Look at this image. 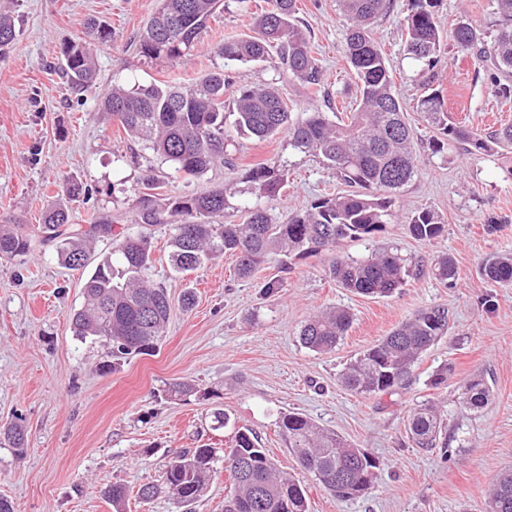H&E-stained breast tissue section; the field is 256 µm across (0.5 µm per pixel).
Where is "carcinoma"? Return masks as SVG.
Returning a JSON list of instances; mask_svg holds the SVG:
<instances>
[{"label": "carcinoma", "instance_id": "obj_1", "mask_svg": "<svg viewBox=\"0 0 512 512\" xmlns=\"http://www.w3.org/2000/svg\"><path fill=\"white\" fill-rule=\"evenodd\" d=\"M391 0H339L348 20L344 51L356 80L359 97L347 112H324L317 108L294 118L278 90L271 85L232 87L224 71L209 73L184 89L166 83L139 85L132 90L114 86L102 98L103 111L121 125L127 140L143 146L191 178H198L227 155L225 126L232 121L238 130L261 141L286 133L293 148L319 155L345 183L356 190L323 196L306 207L288 213L279 222L266 206H245L241 224H226L224 212L231 208V193L224 188L204 194L185 195L158 202L160 189L151 172L143 176L145 192L139 197L132 224L112 234V217L100 212L93 223H71L63 203L45 211L39 233L55 243L59 262L69 269L88 265L96 242L113 239L115 250L104 256L86 276L83 301L70 317L73 335L91 338L109 350L102 362L104 372L130 355L156 348L171 311L168 289L149 278L153 267L150 228L169 230L168 264L177 276L198 271L226 254L236 258L235 274L249 279L266 262L297 252L331 255L329 276L339 287L372 298L392 295L408 279L431 276L452 284L457 268L446 254L436 256L430 267L421 268L403 258L398 250L380 246L366 257L339 256L336 246L344 239L372 240L394 217V207L416 173L415 152L387 59L374 37V24L386 15ZM269 7L253 17L252 33L226 40L210 48L226 61L268 62L288 72L304 89L325 93L324 74L313 55L307 31L297 19V0H267ZM438 0H412L404 22V52L407 58L432 70L445 47L453 42L457 53L490 71L494 93L512 96V0H497L494 16L483 28L461 19L450 33L436 20ZM223 8V0H158L155 12L141 28L136 51L147 61L165 58L177 63L195 49L208 22ZM91 40L68 43L61 49L65 73L80 91L95 78L91 43L112 40V30L96 21L87 23ZM11 19L0 15V55L14 41ZM417 110L438 131L432 140L435 151L458 143L472 156L512 152V124L485 135L459 125L448 117L441 92L426 84ZM244 178L257 198L276 200L289 181L286 165L269 158L250 167ZM413 238L431 242L443 235L445 225L435 211L423 208L407 221ZM31 235L21 224L0 225V262L25 256ZM482 275L493 285H512V253L498 254L482 265ZM352 314L327 308L309 317L300 327L301 345L315 353H328L347 335ZM448 329V311L433 307L417 312L375 345L361 352L345 368L342 385L357 395L389 393L402 386L413 367ZM172 399L198 393L188 381L170 384ZM466 403L483 407L490 390L480 380L463 384ZM408 434L421 449L437 447L443 420L434 406H418L408 419ZM288 447L302 469L332 496L349 500L363 496L376 479L379 463L362 448L344 441L298 413L279 420ZM24 455L26 433L22 425L0 428V447ZM216 461L207 445L174 451L162 486L146 484L137 495L150 501L163 493L189 506L205 492ZM224 468L233 479V491L224 500V512H307L302 483L279 471L262 448L261 439L248 428L237 430ZM114 512H123L125 488L112 484L102 488ZM493 512H512V472L499 475L491 489Z\"/></svg>", "mask_w": 512, "mask_h": 512}]
</instances>
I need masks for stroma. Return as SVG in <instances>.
Returning a JSON list of instances; mask_svg holds the SVG:
<instances>
[{
  "instance_id": "stroma-1",
  "label": "stroma",
  "mask_w": 512,
  "mask_h": 512,
  "mask_svg": "<svg viewBox=\"0 0 512 512\" xmlns=\"http://www.w3.org/2000/svg\"><path fill=\"white\" fill-rule=\"evenodd\" d=\"M264 5L224 0L190 59L174 64L147 62L136 53V34L157 0H0V13L11 15L16 28L0 58V225L22 224L35 234L42 214L65 202L73 223H92L101 211L122 229L148 169L170 198L232 189L234 206L224 220L239 223L242 206L256 202L245 169L273 156L287 162L290 175L272 204L278 217L319 196L347 192L332 170L295 150L286 136L260 141L235 131L228 148L232 165L188 180L128 141L101 110L112 85L190 87L219 69L237 85L275 86L296 115L329 100L352 104L356 86L343 50L346 19L338 0H298V19L310 34L329 97L309 95L268 63L227 62L209 53V46L246 33ZM494 7L495 0H439L436 17L445 30L460 19L479 25ZM409 9L410 0H393L374 32L412 129L418 172L396 204L398 219L378 242L345 240L338 250L360 257L380 242L426 265L445 253L456 264L457 280L447 286L425 276L375 299L338 287L324 254L271 261L248 281L235 277V262L227 256L183 280L170 274L167 228L155 226L151 275L170 292L169 322L153 353L128 357L104 373L98 369L103 347L79 340L70 328V315L82 302V273L58 262L54 244L34 241L24 259L0 263V426L20 421L27 430L24 458L0 447V498L11 501L15 512H113L101 494L108 484L125 487L124 512H224L231 479L222 458L233 431L209 430L215 408L256 432L277 466L306 485L309 512H489L493 482L512 470V287H491L480 267L492 255L512 252V154L475 159L458 145L432 152L434 131L416 110L420 66L403 52ZM92 18L111 26L112 41L95 45L96 79L77 92L62 72L61 48L83 38ZM434 73L457 123L478 131L512 123V98L496 97L487 72L470 58L446 50ZM73 180L87 194L72 201L66 188ZM421 208L438 213L446 226L442 237L426 242L410 236L403 218ZM280 275L285 288L263 294L261 282ZM187 287L196 303L186 312L179 298ZM433 306L447 309L448 332L422 355L406 386L372 397L341 386L339 376L351 359ZM328 307L350 310L354 321L335 351L317 354L300 344L297 332ZM443 369L447 380L432 386ZM472 378L490 389L478 410L462 395ZM179 380L195 383L200 395L167 397V384ZM426 402L446 423L445 446L428 451L407 434L408 416ZM288 413L302 414L375 456L380 469L369 493L339 500L303 473L277 425ZM204 444L215 450L216 471L191 509L165 495L138 498L142 485L163 483L171 449Z\"/></svg>"
}]
</instances>
